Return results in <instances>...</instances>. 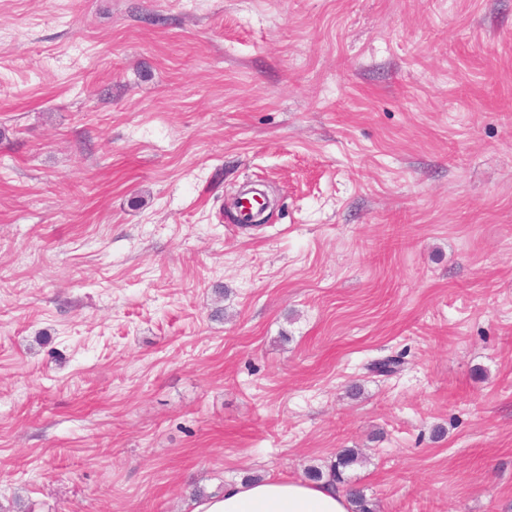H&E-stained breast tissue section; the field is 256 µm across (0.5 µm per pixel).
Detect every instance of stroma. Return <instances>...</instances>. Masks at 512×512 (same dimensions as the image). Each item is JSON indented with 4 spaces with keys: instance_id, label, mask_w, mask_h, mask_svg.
I'll list each match as a JSON object with an SVG mask.
<instances>
[{
    "instance_id": "35a3bbf8",
    "label": "stroma",
    "mask_w": 512,
    "mask_h": 512,
    "mask_svg": "<svg viewBox=\"0 0 512 512\" xmlns=\"http://www.w3.org/2000/svg\"><path fill=\"white\" fill-rule=\"evenodd\" d=\"M350 448L512 512V0H0V512Z\"/></svg>"
}]
</instances>
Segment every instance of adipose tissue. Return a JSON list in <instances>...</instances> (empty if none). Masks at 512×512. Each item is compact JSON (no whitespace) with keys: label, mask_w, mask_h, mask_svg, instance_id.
<instances>
[{"label":"adipose tissue","mask_w":512,"mask_h":512,"mask_svg":"<svg viewBox=\"0 0 512 512\" xmlns=\"http://www.w3.org/2000/svg\"><path fill=\"white\" fill-rule=\"evenodd\" d=\"M345 492L330 481L266 477L226 484L221 494L195 498L191 512H352Z\"/></svg>","instance_id":"ef3b65f1"}]
</instances>
